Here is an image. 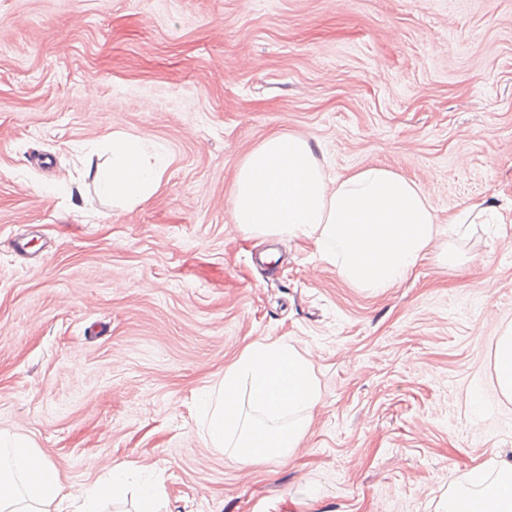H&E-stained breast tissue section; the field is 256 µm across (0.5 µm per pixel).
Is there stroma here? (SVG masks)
Instances as JSON below:
<instances>
[{"label": "stroma", "instance_id": "stroma-1", "mask_svg": "<svg viewBox=\"0 0 512 512\" xmlns=\"http://www.w3.org/2000/svg\"><path fill=\"white\" fill-rule=\"evenodd\" d=\"M115 132L167 160L131 210L83 178ZM277 132L424 188L442 233L402 283L308 241L258 263L232 191ZM488 205L512 213V0H0V431L71 491L129 463L106 512L151 483L160 512H442L512 461V223L448 222ZM256 340L321 398L290 457L243 464L197 403ZM512 331L505 333L499 347L496 371L501 390L505 396L512 398Z\"/></svg>", "mask_w": 512, "mask_h": 512}]
</instances>
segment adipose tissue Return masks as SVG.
I'll use <instances>...</instances> for the list:
<instances>
[{
  "label": "adipose tissue",
  "mask_w": 512,
  "mask_h": 512,
  "mask_svg": "<svg viewBox=\"0 0 512 512\" xmlns=\"http://www.w3.org/2000/svg\"><path fill=\"white\" fill-rule=\"evenodd\" d=\"M107 166L96 167V193L113 204L133 207L160 187L165 162L148 154L141 140L116 135L106 146ZM233 221L253 236L313 242L340 276L359 288L379 290L400 284L439 234L426 192L385 167H362L330 178L311 141L275 133L254 146L240 163L232 199ZM127 464L113 466L110 479L66 491L53 463L26 435L0 432V512H101L106 501L127 493ZM475 490L467 510L457 500L445 512H512V464L496 474L474 470Z\"/></svg>",
  "instance_id": "1"
}]
</instances>
